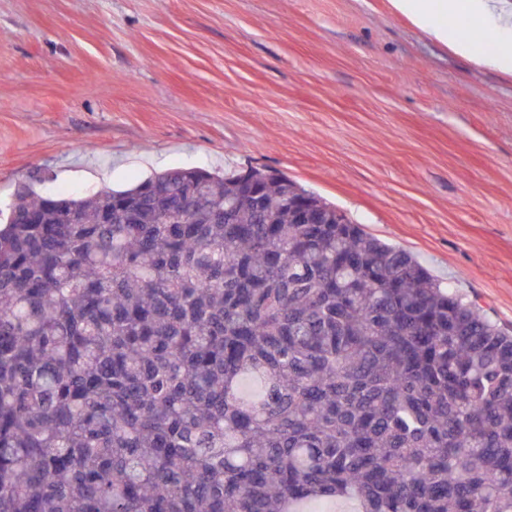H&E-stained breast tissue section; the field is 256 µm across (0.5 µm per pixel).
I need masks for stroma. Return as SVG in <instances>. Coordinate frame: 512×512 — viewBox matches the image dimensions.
<instances>
[{"mask_svg": "<svg viewBox=\"0 0 512 512\" xmlns=\"http://www.w3.org/2000/svg\"><path fill=\"white\" fill-rule=\"evenodd\" d=\"M287 176L512 331V75L390 0H0V210Z\"/></svg>", "mask_w": 512, "mask_h": 512, "instance_id": "obj_1", "label": "stroma"}]
</instances>
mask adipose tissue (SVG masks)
Here are the masks:
<instances>
[{"label":"adipose tissue","mask_w":512,"mask_h":512,"mask_svg":"<svg viewBox=\"0 0 512 512\" xmlns=\"http://www.w3.org/2000/svg\"><path fill=\"white\" fill-rule=\"evenodd\" d=\"M393 8L409 17L423 32L451 45L460 53L475 55L479 64L512 72V12L502 0H391ZM477 23L494 33L492 50L474 53L465 27Z\"/></svg>","instance_id":"1"}]
</instances>
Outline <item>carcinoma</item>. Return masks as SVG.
<instances>
[{"mask_svg":"<svg viewBox=\"0 0 512 512\" xmlns=\"http://www.w3.org/2000/svg\"><path fill=\"white\" fill-rule=\"evenodd\" d=\"M250 172L17 192L0 512H512V333ZM303 195L320 221L295 223Z\"/></svg>","mask_w":512,"mask_h":512,"instance_id":"carcinoma-1","label":"carcinoma"}]
</instances>
